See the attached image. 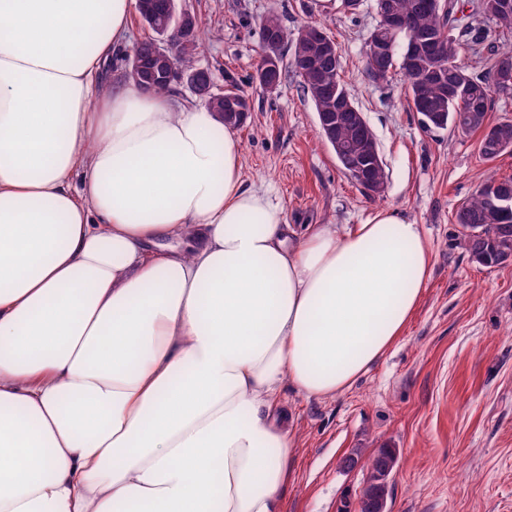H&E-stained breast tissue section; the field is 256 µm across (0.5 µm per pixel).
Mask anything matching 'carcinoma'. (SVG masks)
Segmentation results:
<instances>
[{
    "mask_svg": "<svg viewBox=\"0 0 512 512\" xmlns=\"http://www.w3.org/2000/svg\"><path fill=\"white\" fill-rule=\"evenodd\" d=\"M394 13L407 19L408 28L392 35L394 54L388 67L402 70L408 82V93L416 112L422 114L423 126L428 130L451 128L462 134L480 133L479 145H484L486 133L494 134L503 146V152H512V120L489 124L493 96H512V88L504 90L500 86V73L504 66L512 67V52H499L491 58L489 66L481 75L471 73L461 63V55L466 47L485 44L491 48L506 34L512 33V15L504 17L492 12L493 0H475V13L488 22L486 27L476 29L461 25L457 17L459 11L456 0H387ZM261 32L275 31L280 35L281 49L291 48L292 58L307 52L316 40L322 27L308 24V32L288 31L278 12L270 11L261 21ZM428 36L433 39L437 54L424 52L410 56L413 42ZM202 48V38L195 31L188 38L173 34L170 39V54L175 62L186 71L196 70L195 57ZM341 64L321 71L317 78L304 76L296 66L291 70L279 69L278 81L284 82L288 73L299 79L300 87L314 103L315 109L322 112L327 108L326 94L348 95L340 77ZM229 101H240L246 108L249 99L237 87L220 94L212 95L206 105L224 119V107ZM371 128L362 127L350 115L342 116L335 123L330 146L339 142L350 149L348 163H356L359 157L355 149L365 139H373ZM512 198V178H490L476 190L467 202L455 213L456 223L464 230L462 248L477 263L496 266L512 260V223L501 224L496 218V206L501 196ZM368 486L361 491L367 500L389 497L390 487L377 480L375 474H368Z\"/></svg>",
    "mask_w": 512,
    "mask_h": 512,
    "instance_id": "1",
    "label": "carcinoma"
}]
</instances>
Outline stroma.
I'll return each instance as SVG.
<instances>
[{
    "mask_svg": "<svg viewBox=\"0 0 512 512\" xmlns=\"http://www.w3.org/2000/svg\"><path fill=\"white\" fill-rule=\"evenodd\" d=\"M205 39L197 66L215 92L240 86L251 110L234 135L247 183L264 187L287 223L363 224L392 211L420 224L432 271L398 343L332 400L285 391L281 411L298 438L297 481L281 512H337L366 476L351 456L398 451L390 512H512V262L486 267L460 246L455 212L489 175L512 178V153L492 161L479 137L426 131L401 70L374 82L363 52L378 16L341 0H182ZM277 9L294 29L314 21L341 52L340 76L376 137L386 172L372 199L344 173L320 134L313 103L295 76L276 90L253 83L260 20Z\"/></svg>",
    "mask_w": 512,
    "mask_h": 512,
    "instance_id": "stroma-1",
    "label": "stroma"
}]
</instances>
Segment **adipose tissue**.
Masks as SVG:
<instances>
[{"label": "adipose tissue", "mask_w": 512, "mask_h": 512, "mask_svg": "<svg viewBox=\"0 0 512 512\" xmlns=\"http://www.w3.org/2000/svg\"><path fill=\"white\" fill-rule=\"evenodd\" d=\"M136 0H0V512H281L431 274L381 211L297 231L203 104L102 69Z\"/></svg>", "instance_id": "obj_1"}]
</instances>
